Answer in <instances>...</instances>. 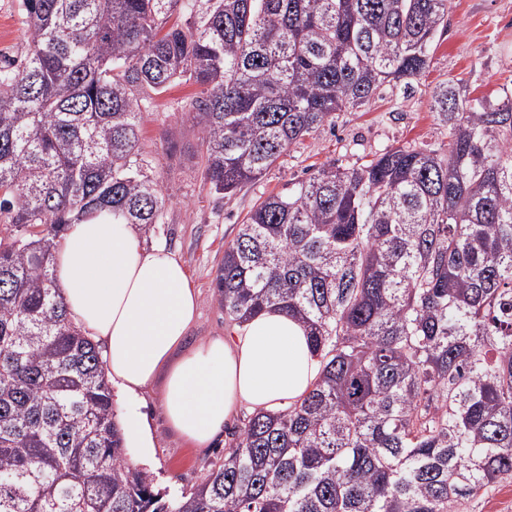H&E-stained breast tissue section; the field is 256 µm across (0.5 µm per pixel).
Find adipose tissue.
I'll return each mask as SVG.
<instances>
[{
  "label": "adipose tissue",
  "mask_w": 512,
  "mask_h": 512,
  "mask_svg": "<svg viewBox=\"0 0 512 512\" xmlns=\"http://www.w3.org/2000/svg\"><path fill=\"white\" fill-rule=\"evenodd\" d=\"M54 268L69 318L102 348L142 458L151 456L154 444L134 400L155 379L163 381L172 429L202 448L238 408L272 411L294 403L319 375L304 328L278 310L188 347L198 294L174 255L142 247L139 225L108 213L69 225Z\"/></svg>",
  "instance_id": "adipose-tissue-1"
}]
</instances>
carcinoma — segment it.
I'll return each mask as SVG.
<instances>
[{"instance_id": "cac0c4a2", "label": "carcinoma", "mask_w": 512, "mask_h": 512, "mask_svg": "<svg viewBox=\"0 0 512 512\" xmlns=\"http://www.w3.org/2000/svg\"><path fill=\"white\" fill-rule=\"evenodd\" d=\"M449 4L21 0L29 50L0 62V512H459L512 479V87L445 83L447 150L327 164L248 213L216 301L235 325L296 318L321 371L247 416L189 493L128 462L100 351L55 284L68 225L160 223L140 130L172 84L202 87L173 111L231 197L418 79Z\"/></svg>"}]
</instances>
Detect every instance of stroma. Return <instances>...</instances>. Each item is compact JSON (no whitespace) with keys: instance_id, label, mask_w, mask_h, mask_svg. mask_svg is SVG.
<instances>
[{"instance_id":"35a3bbf8","label":"stroma","mask_w":512,"mask_h":512,"mask_svg":"<svg viewBox=\"0 0 512 512\" xmlns=\"http://www.w3.org/2000/svg\"><path fill=\"white\" fill-rule=\"evenodd\" d=\"M19 0H0V59L26 52ZM462 81L470 97L496 99L512 84V0H451L448 22L436 35L428 69L411 86L384 84L370 104L340 113L335 129H322L292 145L258 181L225 198L205 184L201 140L191 117L172 111V102L198 95L195 85H179L159 96L145 113L141 144L154 159L151 177L165 199L160 223L142 231L144 248L165 247L185 265L199 294V317L190 334L204 341L230 325L213 295L212 280L254 203L280 192L286 183L309 176L330 162L361 164L375 152L399 145L437 149L448 144V127L429 108L434 90ZM145 413L155 439L148 466L157 490H192L224 456L228 434L198 448L168 426L158 388L143 392Z\"/></svg>"}]
</instances>
